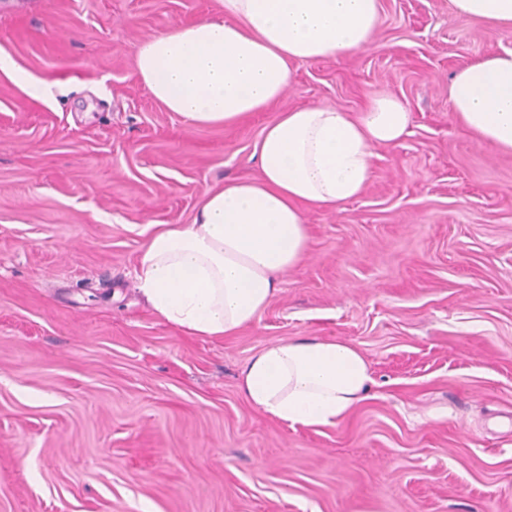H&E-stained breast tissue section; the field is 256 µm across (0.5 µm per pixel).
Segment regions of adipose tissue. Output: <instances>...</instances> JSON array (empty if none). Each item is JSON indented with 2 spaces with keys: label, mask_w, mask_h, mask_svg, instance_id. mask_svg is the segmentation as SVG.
Returning <instances> with one entry per match:
<instances>
[{
  "label": "adipose tissue",
  "mask_w": 512,
  "mask_h": 512,
  "mask_svg": "<svg viewBox=\"0 0 512 512\" xmlns=\"http://www.w3.org/2000/svg\"><path fill=\"white\" fill-rule=\"evenodd\" d=\"M220 16L146 39L134 68L167 111L194 126L234 125L279 101L295 62L373 45L379 0H221ZM459 15L512 33V0H451ZM455 119L512 153V49L466 65L448 84ZM409 114L394 97L363 111L307 105L276 113L257 145L259 176L207 191L190 224H165L141 251L136 278L151 311L183 335H236L264 311L306 253L305 212L336 209L374 178V149L398 143ZM373 382L350 343L314 337L261 347L240 370L258 411L290 426H329Z\"/></svg>",
  "instance_id": "ef3b65f1"
}]
</instances>
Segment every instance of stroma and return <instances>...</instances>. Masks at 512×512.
Masks as SVG:
<instances>
[{"instance_id":"obj_1","label":"stroma","mask_w":512,"mask_h":512,"mask_svg":"<svg viewBox=\"0 0 512 512\" xmlns=\"http://www.w3.org/2000/svg\"><path fill=\"white\" fill-rule=\"evenodd\" d=\"M218 0H0V512H512V154L454 119L448 82L512 35L450 0H380L373 47L292 65L275 108L191 126L133 66ZM40 83L20 84L16 72ZM411 116L358 198L238 334L158 319L135 270L155 224L259 175L275 112ZM300 337L351 343L368 398L332 426L250 406L243 363Z\"/></svg>"}]
</instances>
